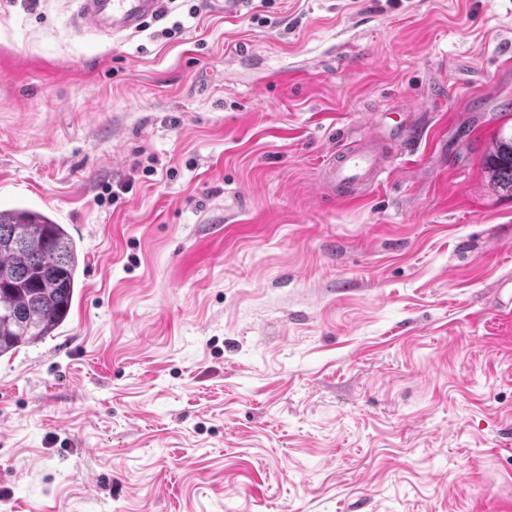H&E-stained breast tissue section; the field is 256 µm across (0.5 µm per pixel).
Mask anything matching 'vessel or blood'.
<instances>
[{
	"label": "vessel or blood",
	"mask_w": 512,
	"mask_h": 512,
	"mask_svg": "<svg viewBox=\"0 0 512 512\" xmlns=\"http://www.w3.org/2000/svg\"><path fill=\"white\" fill-rule=\"evenodd\" d=\"M73 14L76 27H90L112 35L139 30L156 16L160 0H77ZM327 180L355 200L360 187L379 182L384 173L378 154L371 148L349 145L330 154L323 166Z\"/></svg>",
	"instance_id": "vessel-or-blood-1"
}]
</instances>
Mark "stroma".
<instances>
[{
    "label": "stroma",
    "instance_id": "stroma-1",
    "mask_svg": "<svg viewBox=\"0 0 512 512\" xmlns=\"http://www.w3.org/2000/svg\"><path fill=\"white\" fill-rule=\"evenodd\" d=\"M161 6L114 37L0 0V210L85 255L0 358V512H494L512 0ZM354 142L389 169L341 202ZM481 161L488 182L497 190L512 194V134L506 137L501 130Z\"/></svg>",
    "mask_w": 512,
    "mask_h": 512
}]
</instances>
